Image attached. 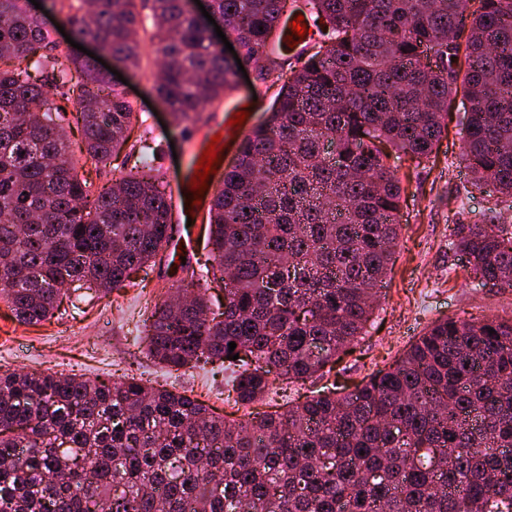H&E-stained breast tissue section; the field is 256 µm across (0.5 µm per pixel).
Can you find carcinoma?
<instances>
[{"label": "carcinoma", "mask_w": 512, "mask_h": 512, "mask_svg": "<svg viewBox=\"0 0 512 512\" xmlns=\"http://www.w3.org/2000/svg\"><path fill=\"white\" fill-rule=\"evenodd\" d=\"M0 0V298L21 324L73 282L103 292L173 237L162 168L130 140L134 104L76 40L138 72L142 34L163 57L154 92L178 125L232 89L192 0ZM306 0L317 51L290 67L209 209L207 272L224 310L169 260L176 292L137 321L135 346L170 371L233 369L252 406L324 372L366 332L400 239L389 159L438 148L457 94L472 186L512 210V0ZM293 0H211L244 54L282 78ZM76 125L78 142L67 127ZM124 174L92 190L76 157ZM452 246L484 285L512 288V223L489 209ZM495 333H489V330ZM236 360H229V343ZM512 512V318L438 320L389 367L228 421L199 399L126 375L0 373V512Z\"/></svg>", "instance_id": "carcinoma-1"}]
</instances>
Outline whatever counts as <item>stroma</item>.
I'll return each instance as SVG.
<instances>
[{
  "instance_id": "35a3bbf8",
  "label": "stroma",
  "mask_w": 512,
  "mask_h": 512,
  "mask_svg": "<svg viewBox=\"0 0 512 512\" xmlns=\"http://www.w3.org/2000/svg\"><path fill=\"white\" fill-rule=\"evenodd\" d=\"M153 47H146L143 73L129 77L128 97L139 113H152L155 126L165 127L163 137H149L159 146L158 162L173 166L174 155L183 154L188 138H200L204 125L184 131L162 111L152 89L157 68ZM245 76L237 77L219 111H247L239 128H224V162L232 164L241 139L267 117L279 89L261 80L257 61L243 62ZM462 103L448 115V135L435 158L413 170L401 207V236L397 259L381 290V300L372 326L355 351L323 378L300 386V394L324 389L332 383L353 385L388 366L426 326L438 319L472 320L487 315L512 316V288L481 287L470 279L467 256L449 246L450 230L456 224L478 222L495 203L496 194L471 191L470 174L459 159ZM145 289L128 288L102 294L93 289L70 292L60 314L38 326L19 324L5 300L0 299V368L84 374L116 380L133 373L153 385H172L191 391L215 413L226 419L240 418L236 406L226 402L227 373L198 367L170 372L140 354L134 344L138 313L147 297L173 291L166 260L147 270Z\"/></svg>"
}]
</instances>
